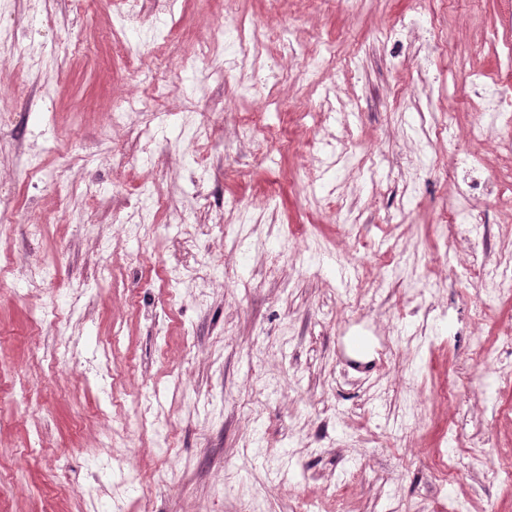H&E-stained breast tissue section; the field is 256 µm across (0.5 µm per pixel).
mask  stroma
Returning a JSON list of instances; mask_svg holds the SVG:
<instances>
[{"label":"stroma","instance_id":"stroma-1","mask_svg":"<svg viewBox=\"0 0 512 512\" xmlns=\"http://www.w3.org/2000/svg\"><path fill=\"white\" fill-rule=\"evenodd\" d=\"M205 11L228 41L238 23L273 25L262 56L323 42L335 59L263 71L250 91L172 67L147 142L127 101L159 59L200 58ZM114 15L113 0H49L8 19L46 58L34 76L0 65V201L18 218L0 237V512H293L300 497L312 512L451 498L512 512V482L485 483L465 449L512 450V386L492 372L512 301L480 309L436 224L481 108L461 74L512 80L484 47L492 33L512 44V0H179L130 55ZM410 21L407 40L386 39ZM258 110L263 128L239 135ZM206 112L214 130L194 140ZM202 155L223 223L198 201L181 225L152 211L147 239L115 224L147 191L185 205ZM480 210L493 260L512 203ZM40 264L50 275L33 290L20 272Z\"/></svg>","mask_w":512,"mask_h":512}]
</instances>
